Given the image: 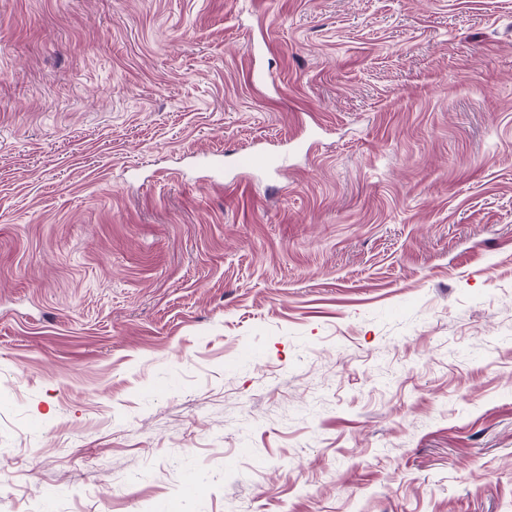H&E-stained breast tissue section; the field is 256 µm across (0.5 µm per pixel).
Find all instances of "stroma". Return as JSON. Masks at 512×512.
Returning <instances> with one entry per match:
<instances>
[{
    "mask_svg": "<svg viewBox=\"0 0 512 512\" xmlns=\"http://www.w3.org/2000/svg\"><path fill=\"white\" fill-rule=\"evenodd\" d=\"M0 385V512H512V0H0ZM241 165L252 168H275L283 170L287 168L284 154H271L261 149H255L239 157Z\"/></svg>",
    "mask_w": 512,
    "mask_h": 512,
    "instance_id": "obj_1",
    "label": "stroma"
}]
</instances>
